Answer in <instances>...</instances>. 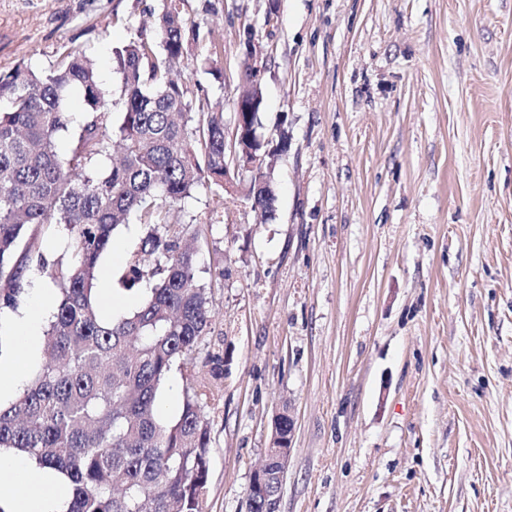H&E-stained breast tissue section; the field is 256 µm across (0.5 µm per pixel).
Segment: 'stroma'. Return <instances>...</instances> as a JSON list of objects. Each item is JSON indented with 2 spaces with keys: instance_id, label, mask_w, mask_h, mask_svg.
<instances>
[{
  "instance_id": "35a3bbf8",
  "label": "stroma",
  "mask_w": 512,
  "mask_h": 512,
  "mask_svg": "<svg viewBox=\"0 0 512 512\" xmlns=\"http://www.w3.org/2000/svg\"><path fill=\"white\" fill-rule=\"evenodd\" d=\"M162 0H0V73L112 50ZM174 75L233 121L254 26L263 132H288L276 214L212 183L172 206L197 237L212 324L161 388L213 382L204 512H245L274 416L293 448L280 512H512V0H180ZM129 221L102 268L116 297ZM226 357L212 380V356ZM243 44L245 47V49H243V55L249 59L251 68L249 72H247L246 69L243 71L242 77L244 76V79H242L246 82L247 80L245 78L249 75V83L251 85L254 87L263 86L267 72V60L263 53V48L256 39H250V36L247 34L243 40Z\"/></svg>"
}]
</instances>
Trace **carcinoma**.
<instances>
[{
  "instance_id": "obj_1",
  "label": "carcinoma",
  "mask_w": 512,
  "mask_h": 512,
  "mask_svg": "<svg viewBox=\"0 0 512 512\" xmlns=\"http://www.w3.org/2000/svg\"><path fill=\"white\" fill-rule=\"evenodd\" d=\"M159 40L140 36L112 50L120 79L117 129L103 116L112 100L80 52L60 67L0 75V312L15 310L30 272L45 275L56 305L44 336L45 362L14 399L0 402V451L52 469L71 490L66 512H202L210 432L209 391L186 387L182 409L158 415L160 387L184 365L211 324L207 287L170 207L204 179L224 185V115L193 108L171 78L186 50L177 0H165ZM82 101L74 117L73 93ZM72 134L65 158L56 140ZM273 219L274 182L252 186ZM131 213L141 252L123 275L127 290L150 284L135 311L99 315V261ZM59 226L66 253L37 244ZM282 479L272 464L250 495L252 512L279 507Z\"/></svg>"
}]
</instances>
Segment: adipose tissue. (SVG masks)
Instances as JSON below:
<instances>
[{"mask_svg":"<svg viewBox=\"0 0 512 512\" xmlns=\"http://www.w3.org/2000/svg\"><path fill=\"white\" fill-rule=\"evenodd\" d=\"M52 297L42 295L14 323L18 355L0 360V395L23 382L24 363L39 344V326ZM67 498L56 473L35 470L28 461L0 453V512H65Z\"/></svg>","mask_w":512,"mask_h":512,"instance_id":"adipose-tissue-1","label":"adipose tissue"}]
</instances>
